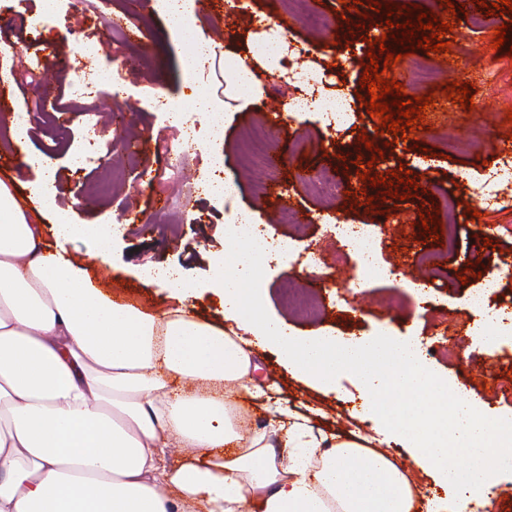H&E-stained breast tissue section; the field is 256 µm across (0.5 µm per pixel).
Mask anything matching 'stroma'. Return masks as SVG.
Segmentation results:
<instances>
[{"label": "stroma", "instance_id": "1", "mask_svg": "<svg viewBox=\"0 0 512 512\" xmlns=\"http://www.w3.org/2000/svg\"><path fill=\"white\" fill-rule=\"evenodd\" d=\"M448 1L462 9L452 31L450 53L439 55L418 48L405 59L399 42L387 45L388 52L400 57L395 68L387 71V78L402 83L407 96H435L425 129L415 130L413 139L395 141L393 134L382 131L378 118L370 117L364 101L355 97L368 62L367 41L384 30L387 14L382 5L397 13L415 6L440 17ZM127 2L57 0L48 22L34 30L27 21L42 14V0H0V68L18 75L26 69L38 73L49 65L59 74L54 83L35 81L20 93L21 99L39 106L28 130L29 144L55 171L56 207L69 212L77 224L120 228L107 260L93 258L92 241L76 240L69 245L71 254L86 260L97 273L103 289L117 302L153 312L165 310V293L155 286H143L138 273L149 267L174 269L188 282L207 284L210 259L224 250V228L230 216L251 212L264 220L268 235L291 244L288 253L274 255L260 286L268 311L283 316L298 334L360 337L373 334L377 327H389L405 338L420 339L430 349L429 360L435 368L455 377L489 409L512 410V337L494 350L474 342L470 334L479 316L468 301L484 278L499 280V299L512 300V274L507 271L512 265V205L500 210L478 205L480 217L472 219L465 208L468 192L461 186L467 179L488 183L493 192L500 188L488 175L497 166L498 134L507 110L512 109V16H488V27L482 30L470 25L471 15L480 11L475 0H363L352 9L340 0H305L299 12L292 10L288 0H238L233 7L226 0H213L209 11L197 12L196 24L203 31L220 28L225 48L244 52L255 34L258 16H277L287 21L288 40L300 50L292 58L289 92L315 88L352 100L344 130L330 128L329 117L320 112L306 113L301 120L273 129L266 113L281 99L279 76L256 68L259 97L245 108L228 103L223 135L218 138L223 142L224 167L238 185L235 200L224 202L188 192L210 175L213 144L218 140L210 135L202 115L192 117L199 133L197 150L184 164L181 177L164 174L165 161L153 148L124 155V141L114 135L111 114L117 104L125 111L126 131L140 140L153 145L179 135L177 126L151 107L156 98L184 101L192 93L171 51L169 29L156 0H143L131 38L113 36L93 63L96 69L113 72L123 89L120 99H113L104 86L92 97L72 93L81 41L96 32L106 17L124 13ZM323 15L331 18V26L311 25V18ZM501 25L507 28V45L495 50L491 43ZM350 53L357 57V64L337 68V60ZM454 81L473 83V111L444 97L443 86ZM55 121L69 130L65 142L53 138ZM90 122L99 130L101 156L77 173L69 158L80 148ZM8 128V120L0 118V181L13 186L33 212L37 205L28 198V186L38 180L39 173L9 147ZM260 129L265 132V152L281 155L277 167L244 156L246 142ZM369 141L382 149V159L373 160L371 150L365 148ZM418 158L429 162V179L419 182L417 196L400 202L384 197L383 186H364L356 174L360 160L371 162L372 174L385 175L401 166L412 169ZM302 168L314 173L325 168L335 171L341 194L329 199L296 180ZM145 171L156 172V179L143 181ZM106 178L112 181L111 194L85 201L88 187ZM445 194L458 203L457 239L451 250L442 241L421 238V213L439 210ZM287 205L295 213L294 222H270V214ZM132 212L153 223L152 233H142L139 225L127 223ZM340 222L372 225L379 263L425 284L434 300H419L390 278L359 280L355 249L334 232ZM312 253L323 259L326 274L302 269L304 257ZM468 269L472 278L461 282ZM290 282L316 299L315 315H301L284 303L283 288ZM449 345L458 355L466 353V360L443 358L440 351ZM254 357V383L266 387L284 406L303 413L317 411L315 425L329 432L358 429L369 434L370 423H356L353 417L361 399L352 375H340L337 392L325 393L291 377L270 350L255 348Z\"/></svg>", "mask_w": 512, "mask_h": 512}]
</instances>
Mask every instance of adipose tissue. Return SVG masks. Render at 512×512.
<instances>
[{
    "label": "adipose tissue",
    "instance_id": "1",
    "mask_svg": "<svg viewBox=\"0 0 512 512\" xmlns=\"http://www.w3.org/2000/svg\"><path fill=\"white\" fill-rule=\"evenodd\" d=\"M159 5L194 88L189 108L218 117L225 99L248 102L257 91L249 58H225L224 95L211 96L198 86L207 43L194 0ZM28 127L17 104L11 140L41 172L30 192L52 212L55 240L0 181V512H448L447 498H415L407 470L385 451L395 441L462 501L487 506L498 483L512 480V412L490 410L438 372L419 341L385 327L301 336L269 314L262 235L229 232L212 261L209 288L233 329L192 315L193 285L163 270L141 281L166 287L164 312L112 300L61 246L88 238L102 258L110 231L54 210L55 173L29 147ZM255 346L323 391L353 375L374 438L326 434L279 406L265 429L243 431L229 393L255 371ZM274 436L287 456H276ZM174 438L185 457L172 467Z\"/></svg>",
    "mask_w": 512,
    "mask_h": 512
}]
</instances>
